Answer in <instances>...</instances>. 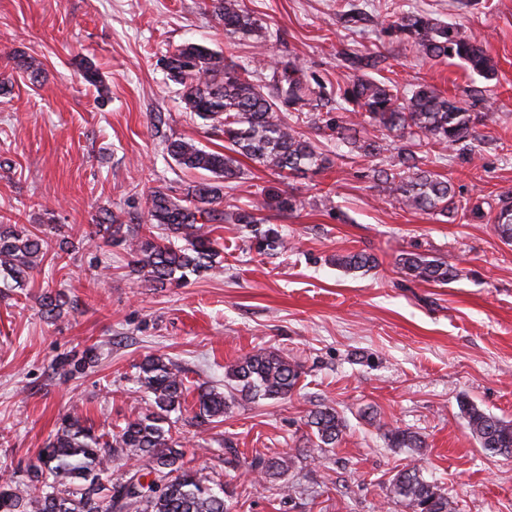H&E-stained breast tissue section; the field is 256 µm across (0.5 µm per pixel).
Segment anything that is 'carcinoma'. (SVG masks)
Returning a JSON list of instances; mask_svg holds the SVG:
<instances>
[{
    "label": "carcinoma",
    "mask_w": 512,
    "mask_h": 512,
    "mask_svg": "<svg viewBox=\"0 0 512 512\" xmlns=\"http://www.w3.org/2000/svg\"><path fill=\"white\" fill-rule=\"evenodd\" d=\"M212 13L224 24V37L234 46L237 39L261 35L259 20L249 13L243 0H211ZM382 30L411 42L422 57L435 61L457 59L472 72L491 79L492 58L484 45L464 35L459 27L427 14L404 11L396 3L388 6L379 22ZM347 67L359 72L340 93L339 114L317 112L323 85L310 80L296 61L283 60L266 74L250 64H239L211 48L196 43L177 47L165 59L169 78L182 86V100L206 126L224 135V151H211L191 138L167 142V153L182 168L206 171L215 180L190 185L176 193L169 188L152 190L145 225L126 226L109 214L90 225L87 241L123 246L131 264L145 281L156 288L179 285L191 276H201L220 264V249L213 238L215 224L228 222L249 228L251 248L272 255L285 247L269 213L291 214L300 206L296 197L275 187L262 191V200L224 212V183L244 174L239 158L264 167L285 181L296 174L317 173L329 167L330 159L319 151L300 125L301 115L315 113L317 129L327 130L359 157L376 156L389 150L391 142L361 134L368 124L387 136L425 141L444 151L474 139L476 122L489 119L476 115L461 101L427 84L404 93L390 81L367 74L381 68L385 58L375 49L344 57ZM395 169L374 168L372 180L384 195L403 209L436 216L470 210L483 217L480 206L467 208L456 198L453 185L440 173L422 168L413 154L398 152ZM500 239L512 243V198L500 201L494 216ZM47 238L19 224H0V289L22 288L46 255ZM347 271H368L376 258L365 252H350L334 259ZM398 265L415 280L446 284L455 271L438 259L416 252L400 255ZM40 306L49 317L60 313V294L45 292ZM90 351L82 356L57 360L54 370L69 378L85 368ZM301 377L300 365L264 349L248 353L228 366L224 390L209 385L190 389L185 372L162 356H148L138 366V389L147 393L149 407L125 422L115 433H96L76 412L64 415L47 446L38 453L23 482L0 476V512H229L224 485L203 477L184 461L185 452L175 438V424L191 413L196 425L216 423L235 402L280 401L291 397ZM195 393L192 407L185 406ZM461 411L471 435L483 450L512 457V423L505 422L463 400ZM314 446L334 448L346 424L335 408L322 405L307 415ZM392 448L420 453L424 441L400 427L383 433ZM147 461L122 482L106 485L102 475L116 459ZM251 468L264 478H273L288 468V459L257 458ZM389 493L403 512H456L455 502L428 481L413 458L391 480Z\"/></svg>",
    "instance_id": "cac0c4a2"
}]
</instances>
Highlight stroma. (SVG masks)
Wrapping results in <instances>:
<instances>
[{
  "label": "stroma",
  "mask_w": 512,
  "mask_h": 512,
  "mask_svg": "<svg viewBox=\"0 0 512 512\" xmlns=\"http://www.w3.org/2000/svg\"><path fill=\"white\" fill-rule=\"evenodd\" d=\"M354 2L368 20L348 27L338 17L342 0H243L266 40H241L233 59H295L333 93L354 77L342 52L368 46L388 56L382 75L402 89L432 84L490 114L475 125L473 157L416 149L485 219L400 209L369 177L396 151L352 160L313 129L330 168L281 183L246 159L242 179L224 191L227 209L258 202L277 184L296 196L300 209L277 220L286 248L258 255L242 225L224 223L215 232L219 270L154 288L122 247L87 245L85 231L106 210L138 224L151 190L201 180L168 156L167 140L223 148L222 132L185 109L163 63L189 42L223 50L210 0H0V80L8 82L0 92V223L35 232L53 225L75 246L64 263L46 255L26 288L0 299V473L26 479L67 413H82L99 432L137 417L147 400L135 366L146 355L220 387L228 366L266 348L301 365L291 398L240 400L222 422L179 427L187 459L220 476L231 512H402L388 487L412 453L387 445L383 432L393 427L424 439L423 474L458 512H512V457L482 451L459 408L465 399L512 423V244L492 221L500 199L512 197V0L473 8L400 0L482 42L496 64L489 80L456 60H422L406 40L383 35L375 22L385 0ZM23 54L41 61L37 79L16 69ZM88 63L101 86L83 80ZM360 250L376 268L349 272L332 262ZM406 251L448 263L454 278L413 280L398 265ZM47 291L66 299L53 320L39 305ZM87 349L94 358L85 373H55L57 358ZM321 404L347 428L336 447L310 458L307 415ZM275 456L288 457L287 469L255 478L251 461Z\"/></svg>",
  "instance_id": "35a3bbf8"
}]
</instances>
